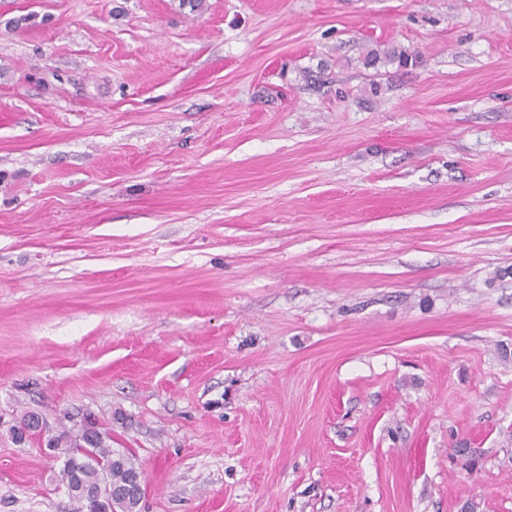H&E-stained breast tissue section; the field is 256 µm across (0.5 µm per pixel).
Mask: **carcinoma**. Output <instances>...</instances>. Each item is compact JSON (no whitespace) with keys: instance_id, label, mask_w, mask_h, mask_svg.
I'll return each instance as SVG.
<instances>
[{"instance_id":"cac0c4a2","label":"carcinoma","mask_w":512,"mask_h":512,"mask_svg":"<svg viewBox=\"0 0 512 512\" xmlns=\"http://www.w3.org/2000/svg\"><path fill=\"white\" fill-rule=\"evenodd\" d=\"M52 448L63 451L61 481L66 490L79 492L78 512L133 510V499L126 497V490L142 469L130 451L116 454L101 434L90 445L89 454L83 455L75 438L64 432L55 436Z\"/></svg>"}]
</instances>
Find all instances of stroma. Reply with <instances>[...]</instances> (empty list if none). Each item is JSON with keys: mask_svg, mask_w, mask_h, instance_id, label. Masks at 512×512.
<instances>
[{"mask_svg": "<svg viewBox=\"0 0 512 512\" xmlns=\"http://www.w3.org/2000/svg\"><path fill=\"white\" fill-rule=\"evenodd\" d=\"M141 512H512V0H0L10 426ZM104 435L100 431L97 441L88 447L89 455L81 454L78 449L81 447L72 435L62 432L55 436L50 447L61 448L64 454L62 484L70 497L71 490H80L79 498L71 497L80 505L79 512H132L133 497H126L125 492L133 481L134 494L142 502L143 471L129 450L120 451L116 458L119 450L105 442L110 437Z\"/></svg>", "mask_w": 512, "mask_h": 512, "instance_id": "obj_1", "label": "stroma"}]
</instances>
